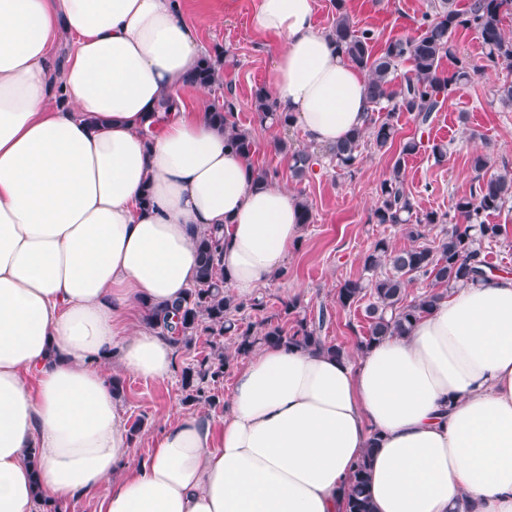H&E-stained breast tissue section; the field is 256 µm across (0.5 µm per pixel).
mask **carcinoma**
Here are the masks:
<instances>
[{
    "mask_svg": "<svg viewBox=\"0 0 512 512\" xmlns=\"http://www.w3.org/2000/svg\"><path fill=\"white\" fill-rule=\"evenodd\" d=\"M336 18L328 35L344 56L366 77V91L373 104L368 124L325 150L329 161L346 174L362 162V150L386 153L399 144L398 157L388 175L377 187L373 219L377 224L400 227L412 242L396 250L385 238L377 239L363 256V275L346 279L336 287V305L350 309L363 299L367 326L357 344L367 347L386 336H405L413 323L428 313L444 293L487 275L490 266L483 246L492 245L507 235L504 224H489L487 216L499 212L512 201V171H493L494 156L476 154L471 169L476 183L470 193L459 196L453 211L419 210L404 176L405 157L428 151L435 163L448 158V145L434 142L428 146L412 136L397 141L399 113L406 112L415 122L426 125L442 110L451 95L472 82L479 67L456 61L455 68H441L444 57L452 55V36L458 30L475 32L484 49L488 66L507 70L512 75V36L502 21L512 14V0H467L459 7L456 0H437L433 13L424 14L420 33L413 37L390 39L374 50L377 37L371 30H359L347 12L345 0H334ZM412 64L410 73L399 74L402 61ZM220 67L210 57L202 58L188 82L213 87L219 83ZM493 97L512 108V78H504L492 89ZM255 114L260 123L289 126L290 117L277 111L263 87L254 92ZM211 120L224 129L227 143L238 154L251 159L255 151L251 131L236 122V103L225 96L211 106ZM280 152L288 157L293 176L303 179L313 172L318 158L306 148L280 143ZM224 235L213 229L195 240L197 276L194 285L175 303L177 323L173 328L176 344L189 348L204 336L210 353L181 371V401L186 406L205 403L224 404L215 389L234 360L262 345L283 344L314 348L333 355L344 352L321 336L326 310L317 319L301 315L300 302L294 297L259 321L244 316L246 308L266 309L257 299L240 301L224 290V273L219 265ZM419 280L424 291L408 299L407 288ZM289 328H284V325ZM234 340V350L224 347V337ZM370 453L358 460L350 473L345 492L344 512H373L367 494Z\"/></svg>",
    "mask_w": 512,
    "mask_h": 512,
    "instance_id": "1",
    "label": "carcinoma"
}]
</instances>
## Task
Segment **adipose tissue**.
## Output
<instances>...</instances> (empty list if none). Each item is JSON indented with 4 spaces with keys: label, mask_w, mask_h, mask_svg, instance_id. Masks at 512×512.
<instances>
[{
    "label": "adipose tissue",
    "mask_w": 512,
    "mask_h": 512,
    "mask_svg": "<svg viewBox=\"0 0 512 512\" xmlns=\"http://www.w3.org/2000/svg\"><path fill=\"white\" fill-rule=\"evenodd\" d=\"M316 10L255 0L253 25L280 46L278 111L329 147L372 105ZM201 56L181 0H0V512L97 491L100 512H344L366 453L375 512H512L506 273L450 291L406 337L253 349L221 417L166 422L128 466L106 369L162 382L176 359L144 304L193 284L205 230L223 228L224 286L243 300L304 230L299 198L257 184L187 106L206 93L187 82Z\"/></svg>",
    "instance_id": "1"
}]
</instances>
